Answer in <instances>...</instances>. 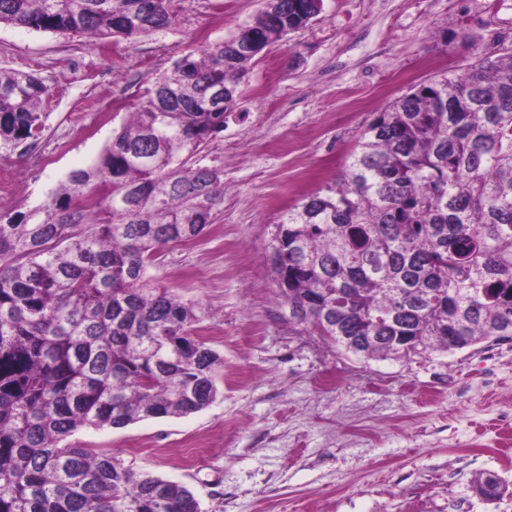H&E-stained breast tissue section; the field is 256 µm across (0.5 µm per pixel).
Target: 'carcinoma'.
I'll use <instances>...</instances> for the list:
<instances>
[{"label": "carcinoma", "instance_id": "cac0c4a2", "mask_svg": "<svg viewBox=\"0 0 512 512\" xmlns=\"http://www.w3.org/2000/svg\"><path fill=\"white\" fill-rule=\"evenodd\" d=\"M323 0H265L236 40L156 77L97 162L0 224V512H200L184 485L67 442L82 427L184 417L219 396L224 358L195 305L153 281L224 203L205 145L268 46ZM172 0H0V24L133 38ZM47 88L0 69V146L43 130ZM93 199L91 207L82 205ZM269 270L291 317L366 358L512 340V46L410 87L362 133L345 174L276 224Z\"/></svg>", "mask_w": 512, "mask_h": 512}]
</instances>
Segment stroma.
Here are the masks:
<instances>
[{
	"instance_id": "stroma-1",
	"label": "stroma",
	"mask_w": 512,
	"mask_h": 512,
	"mask_svg": "<svg viewBox=\"0 0 512 512\" xmlns=\"http://www.w3.org/2000/svg\"><path fill=\"white\" fill-rule=\"evenodd\" d=\"M263 0H174L172 23L98 44L0 24V69L48 89L45 127L0 154V224L93 165L156 76L233 37ZM512 43V0H323L269 46L203 152L224 204L150 270L204 315L222 394L186 417L83 427L73 443L187 486L201 512H512V341L366 359L292 319L267 265L282 212L338 179L364 128L410 86ZM264 87L256 96V87ZM494 474L502 493L480 496Z\"/></svg>"
}]
</instances>
